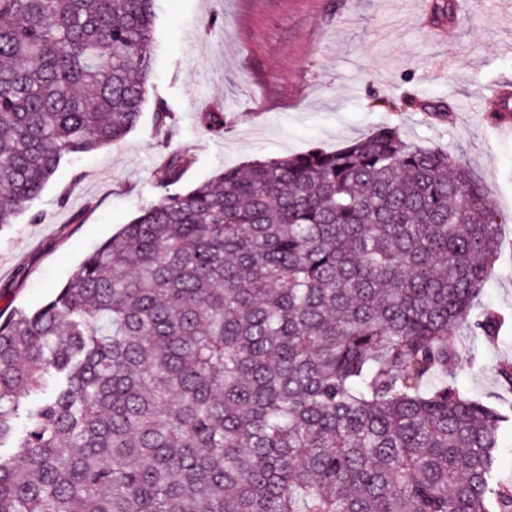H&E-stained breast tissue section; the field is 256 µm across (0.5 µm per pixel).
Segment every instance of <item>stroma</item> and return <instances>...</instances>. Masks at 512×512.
Listing matches in <instances>:
<instances>
[{
	"label": "stroma",
	"mask_w": 512,
	"mask_h": 512,
	"mask_svg": "<svg viewBox=\"0 0 512 512\" xmlns=\"http://www.w3.org/2000/svg\"><path fill=\"white\" fill-rule=\"evenodd\" d=\"M158 0L150 81L176 117L167 131L146 104L111 146L59 167L39 199L0 229V310L51 300L91 250L159 196L161 157L195 163L185 186L258 159L342 148L394 125L415 146L450 152L482 183L501 249L479 307L504 316L498 339L459 331L485 368L454 383L503 408L497 376L512 362V135L489 98L512 83V0ZM192 55L194 66L183 69ZM224 114V131L198 122Z\"/></svg>",
	"instance_id": "1"
}]
</instances>
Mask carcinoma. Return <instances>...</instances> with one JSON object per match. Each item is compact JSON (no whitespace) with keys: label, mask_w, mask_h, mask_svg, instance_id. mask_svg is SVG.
<instances>
[{"label":"carcinoma","mask_w":512,"mask_h":512,"mask_svg":"<svg viewBox=\"0 0 512 512\" xmlns=\"http://www.w3.org/2000/svg\"><path fill=\"white\" fill-rule=\"evenodd\" d=\"M156 2L0 0V224L138 125ZM194 163L0 311V512H512V412L452 383L483 368L455 330L500 328L471 318L500 239L470 170L395 126L185 188Z\"/></svg>","instance_id":"cac0c4a2"}]
</instances>
